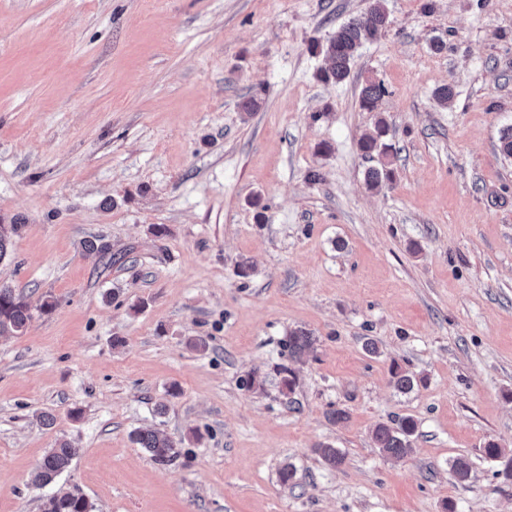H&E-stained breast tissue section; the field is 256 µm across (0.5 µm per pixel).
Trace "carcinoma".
I'll return each mask as SVG.
<instances>
[{"label": "carcinoma", "instance_id": "obj_1", "mask_svg": "<svg viewBox=\"0 0 512 512\" xmlns=\"http://www.w3.org/2000/svg\"><path fill=\"white\" fill-rule=\"evenodd\" d=\"M388 24L389 15L384 0H373L364 18H352L338 27L322 49L327 61V67L321 72L322 79L337 84L345 82L351 74L352 64L360 48L364 43L376 39ZM384 94L385 87L381 82L367 83L360 92V107L373 110ZM388 131L386 120L378 119L374 133L359 142L360 150L366 155L375 151L386 154L390 146L382 142V137ZM20 228L19 224H0V260L7 255L8 247ZM31 319L32 308L26 297L10 288L0 287V335L23 333ZM314 344L315 338L311 333L297 329L288 336V355L292 359H300L313 349ZM390 375L391 382L398 391L407 393L414 388L415 375L398 363L391 365ZM416 428V422L412 418L402 417L389 424H377L372 431V438L381 452L390 457L401 458L412 450V437ZM134 441L159 464H168L178 456L176 444L156 431L137 432L134 434ZM317 452L330 467L336 468L344 462V455L340 450L330 445L320 446ZM73 455V448L66 443L49 449L34 474V484L46 487L54 483L69 468ZM43 512H92V505L79 491L69 490L49 495L43 504Z\"/></svg>", "mask_w": 512, "mask_h": 512}]
</instances>
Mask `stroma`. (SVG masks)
Listing matches in <instances>:
<instances>
[{
    "label": "stroma",
    "mask_w": 512,
    "mask_h": 512,
    "mask_svg": "<svg viewBox=\"0 0 512 512\" xmlns=\"http://www.w3.org/2000/svg\"><path fill=\"white\" fill-rule=\"evenodd\" d=\"M371 3L0 0V220L22 222L0 286L55 303L0 336V512H42L62 441L57 485L92 512H512V0H385L349 79L322 80ZM379 116L394 177L372 189ZM296 329L317 344L285 395ZM404 416L413 451L386 458L372 430ZM389 126L384 118H379L375 124L374 133L366 136L359 142L360 150L366 154L371 155L377 151L378 154H386L391 145L383 143L382 137L388 134ZM133 437L135 443L145 449L159 464H168L178 456L176 444L156 431H140ZM73 455V448L67 443H61L56 448H50L34 474V484L39 487H46L54 483L56 478L69 468Z\"/></svg>",
    "instance_id": "obj_1"
}]
</instances>
